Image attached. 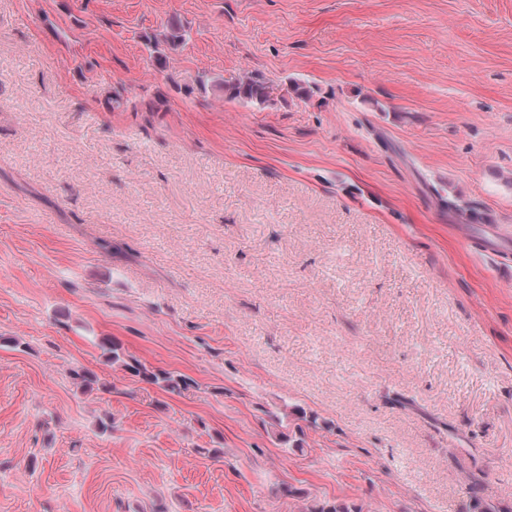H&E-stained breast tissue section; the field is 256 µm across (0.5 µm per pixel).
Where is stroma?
Listing matches in <instances>:
<instances>
[{
  "instance_id": "1",
  "label": "stroma",
  "mask_w": 512,
  "mask_h": 512,
  "mask_svg": "<svg viewBox=\"0 0 512 512\" xmlns=\"http://www.w3.org/2000/svg\"><path fill=\"white\" fill-rule=\"evenodd\" d=\"M0 336V512L512 508V0H0ZM187 33L184 26L178 21H171L161 34V39L156 36L146 38V46L150 51L151 58L154 59L159 69L164 70L167 68V55L165 49H160L161 43L165 45L167 50L176 51L182 47L185 42ZM224 92V97L243 103L268 107L274 104L265 77L256 72H244L237 79L227 82L222 80L217 84ZM441 205L445 210H448V213H452L456 220L462 223H475L482 224L487 223L488 219L486 214L479 212L478 210L471 209H463L461 208L454 200L442 199ZM95 344L102 351L106 362L118 365L131 377L156 385L168 392L186 390L194 385L192 379L174 371L160 368H148L140 360L128 354L122 345L109 337H100Z\"/></svg>"
}]
</instances>
